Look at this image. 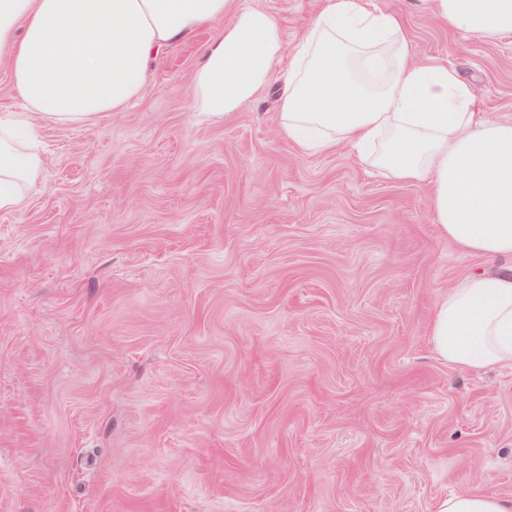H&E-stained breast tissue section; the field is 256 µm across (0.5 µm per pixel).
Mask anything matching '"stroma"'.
<instances>
[{
    "mask_svg": "<svg viewBox=\"0 0 512 512\" xmlns=\"http://www.w3.org/2000/svg\"><path fill=\"white\" fill-rule=\"evenodd\" d=\"M414 62L512 121V35L464 39L430 0ZM299 37L322 0H234ZM214 34L169 45L141 97L44 126L0 213V512H434L512 498V369L440 361L427 328L494 261L439 236L423 186L279 123L283 83L214 122L190 85ZM435 512H512V499L462 489L441 498Z\"/></svg>",
    "mask_w": 512,
    "mask_h": 512,
    "instance_id": "obj_1",
    "label": "stroma"
}]
</instances>
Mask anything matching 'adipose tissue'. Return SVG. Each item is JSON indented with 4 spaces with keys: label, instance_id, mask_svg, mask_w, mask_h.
<instances>
[{
    "label": "adipose tissue",
    "instance_id": "obj_1",
    "mask_svg": "<svg viewBox=\"0 0 512 512\" xmlns=\"http://www.w3.org/2000/svg\"><path fill=\"white\" fill-rule=\"evenodd\" d=\"M458 35H512V0H434ZM214 28L192 76L195 111H237L282 69L281 127L295 143H342L397 180L426 185L440 236L499 261L457 281L428 327L437 356L474 373L512 368V122L482 118L471 87L439 62H410L403 18L365 0H326L288 44L269 10L232 0H0V61L23 112L0 113V212L20 210L46 157L33 131L122 112L150 61ZM435 512H512V499L463 489Z\"/></svg>",
    "mask_w": 512,
    "mask_h": 512
}]
</instances>
